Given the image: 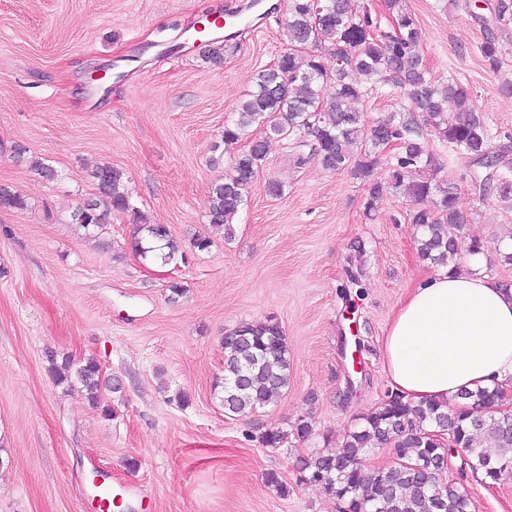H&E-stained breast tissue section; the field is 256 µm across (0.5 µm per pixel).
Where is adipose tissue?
I'll return each instance as SVG.
<instances>
[{"label":"adipose tissue","instance_id":"1","mask_svg":"<svg viewBox=\"0 0 512 512\" xmlns=\"http://www.w3.org/2000/svg\"><path fill=\"white\" fill-rule=\"evenodd\" d=\"M380 344L393 390L412 403L512 385V289L475 273L428 274L399 302Z\"/></svg>","mask_w":512,"mask_h":512}]
</instances>
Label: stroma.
<instances>
[{
  "mask_svg": "<svg viewBox=\"0 0 512 512\" xmlns=\"http://www.w3.org/2000/svg\"><path fill=\"white\" fill-rule=\"evenodd\" d=\"M0 0V184L26 201L0 208V512H97L91 469L128 488V512H337L296 461L339 446L391 386L380 339L431 265L419 261L410 204L389 195L365 220L350 173L300 161L273 141L248 188L232 240L211 234L207 196L224 119L256 73L288 48V0ZM435 82L469 84L498 137H512V45L499 72L476 46L482 30L448 0H409ZM241 8L231 39L189 42L202 15ZM104 70L105 79L90 74ZM432 152L460 188L480 274L512 282L497 246L512 210L475 195L464 159ZM38 157L58 177L28 164ZM125 178L131 208L89 229L71 214L93 197L92 171ZM282 191L272 194L271 184ZM165 225L186 254L161 264L131 246L140 220ZM208 234V250L193 238ZM184 289L172 297L171 284ZM275 318L288 338L291 383L254 413L221 402L225 331ZM94 359L120 381L91 404L58 383L48 355ZM186 393L178 403L176 393ZM311 423L304 440L259 444L268 429ZM276 473L287 493L267 483ZM472 512H512V477L466 476Z\"/></svg>",
  "mask_w": 512,
  "mask_h": 512,
  "instance_id": "obj_1",
  "label": "stroma"
}]
</instances>
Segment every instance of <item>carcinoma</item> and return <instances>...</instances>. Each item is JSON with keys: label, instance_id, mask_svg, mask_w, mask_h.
<instances>
[{"label": "carcinoma", "instance_id": "carcinoma-1", "mask_svg": "<svg viewBox=\"0 0 512 512\" xmlns=\"http://www.w3.org/2000/svg\"><path fill=\"white\" fill-rule=\"evenodd\" d=\"M392 23L384 26L367 6L356 0H288L285 33L288 50L273 65L258 71L255 87L224 122V150L241 141L246 148L230 154L223 181L211 185L208 222L229 240L244 195L265 161L269 144L296 137V146L310 147L308 156L336 172L348 171L363 183L364 215L374 219L385 189L413 203L410 219L420 230L416 250L421 261L456 272L461 261L483 254L479 239L464 235L466 213L454 180L429 150V142L448 144L468 160L473 191L496 195L512 209V167L505 163L494 178L479 167L508 150L494 143L483 112L470 87L455 79L446 85L430 77L421 53L423 32L407 0H387ZM488 14L473 12L483 29L477 52L485 66L502 68L505 45L512 42V0H492ZM393 90L399 109L388 118L367 120L369 96ZM263 128L259 137L251 128ZM400 147L387 161L385 181L374 177L388 140ZM99 196L85 201L71 215L83 228L107 223L112 212L131 207L122 171L109 164L93 170ZM433 206L422 207L425 199ZM0 207L23 210L25 200L0 185ZM136 251L143 258L168 264L185 258L170 231L142 220ZM224 411L253 413L266 407L288 388L291 376L288 339L272 318L241 322L224 333ZM50 371L60 383L76 380L92 403L103 386L120 384L102 378L99 364L88 359L75 367L70 359L57 364L48 356ZM504 390H463L457 402L404 401L398 392L362 417L337 448L299 458L301 478L315 483L335 499L339 512H471L467 490L447 480L444 462L483 474L486 483L512 477V412L498 411ZM441 433L454 447L435 440ZM306 439L309 422L301 420L291 432L267 430L259 442L277 448L289 435ZM492 440L495 454L484 448ZM386 448L393 464L371 468L365 458L374 448Z\"/></svg>", "mask_w": 512, "mask_h": 512}]
</instances>
